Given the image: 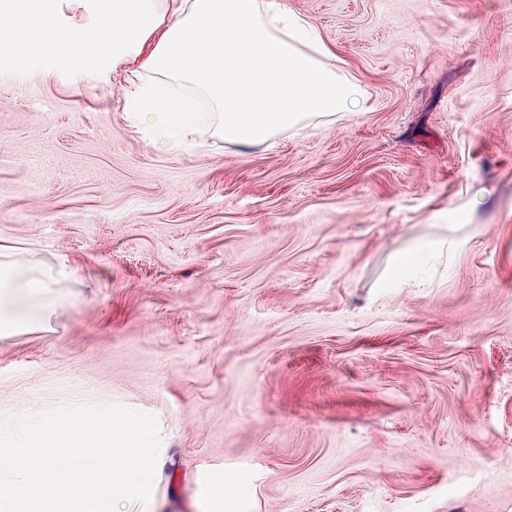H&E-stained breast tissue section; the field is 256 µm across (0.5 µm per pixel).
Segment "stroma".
<instances>
[{
    "label": "stroma",
    "mask_w": 512,
    "mask_h": 512,
    "mask_svg": "<svg viewBox=\"0 0 512 512\" xmlns=\"http://www.w3.org/2000/svg\"><path fill=\"white\" fill-rule=\"evenodd\" d=\"M366 101L262 145L0 49V422L119 405L156 512H512V0H279ZM442 236L422 288L392 257ZM0 288V334L11 336L17 329L26 325L24 318L6 311L13 288H23L30 294L41 295L48 293L50 284L39 267L25 266L19 281L5 280L1 274Z\"/></svg>",
    "instance_id": "obj_1"
}]
</instances>
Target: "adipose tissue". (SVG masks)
<instances>
[{
    "label": "adipose tissue",
    "instance_id": "ef3b65f1",
    "mask_svg": "<svg viewBox=\"0 0 512 512\" xmlns=\"http://www.w3.org/2000/svg\"><path fill=\"white\" fill-rule=\"evenodd\" d=\"M0 47L86 74L128 76L124 101L136 122L194 134L206 122L184 91L203 90L226 141L258 145L315 117L357 106L363 89L325 66L331 48L277 0H93L88 20L63 15L59 0H0ZM50 284L39 267L0 278V334L25 326L7 306L14 288Z\"/></svg>",
    "mask_w": 512,
    "mask_h": 512
}]
</instances>
